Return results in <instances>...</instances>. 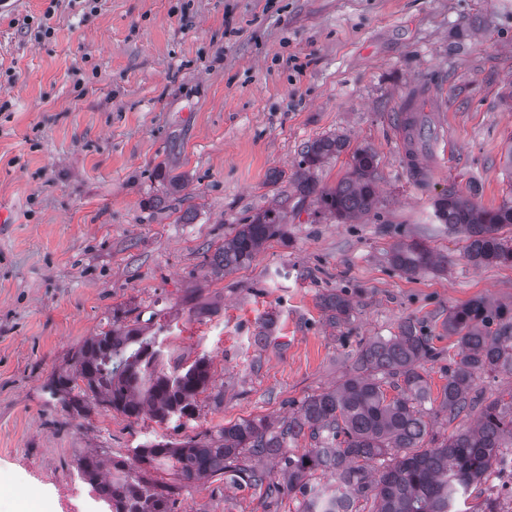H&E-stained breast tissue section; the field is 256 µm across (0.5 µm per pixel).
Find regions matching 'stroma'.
Segmentation results:
<instances>
[{"label":"stroma","mask_w":512,"mask_h":512,"mask_svg":"<svg viewBox=\"0 0 512 512\" xmlns=\"http://www.w3.org/2000/svg\"><path fill=\"white\" fill-rule=\"evenodd\" d=\"M411 95L421 182L400 142ZM325 137L345 147L313 169L323 188L356 150L376 153L371 213L340 223L299 202L301 152ZM511 144L512 0H19L0 14V512H59L90 450L119 461L149 440L286 417L408 319L433 337L424 369L440 394L458 352L449 311L481 298L512 323V265L469 262L433 202L512 201ZM279 205L283 236L212 274L225 236ZM409 239L444 269H394L388 252ZM328 292L349 299L347 323L327 321ZM127 313L156 315L168 358L209 359L193 418L70 414L49 395ZM301 499L216 476L182 489L175 512H296Z\"/></svg>","instance_id":"obj_1"}]
</instances>
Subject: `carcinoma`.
<instances>
[{"instance_id":"carcinoma-1","label":"carcinoma","mask_w":512,"mask_h":512,"mask_svg":"<svg viewBox=\"0 0 512 512\" xmlns=\"http://www.w3.org/2000/svg\"><path fill=\"white\" fill-rule=\"evenodd\" d=\"M336 138H321L305 146L298 164L297 189L301 206L312 196L321 211L342 223L366 215L378 204L376 153L357 150L350 170L336 187L317 186L310 170L342 151ZM438 221L466 235V257L475 265L512 263V239L500 234L512 229V202L484 209L450 192L434 202ZM282 210L271 208L239 225L235 234L216 249L213 268L241 269L251 265L261 247L282 235ZM389 262L397 270L416 275L436 269L442 259L416 240L395 244ZM321 306L336 326L350 317L351 305L341 295L323 296ZM491 309L481 298L448 313V333L457 336L456 368L448 370L442 387L441 409L452 418L475 405L470 397L478 373H512V324L491 336L486 324ZM140 318L112 321V328L89 338L74 354V374L54 375L47 387L67 410L81 413L91 398L128 418L149 412L163 423L190 418L197 401L212 383L208 359L169 365L152 339L143 336ZM427 336L411 320L398 334L367 342L357 354L349 375L333 390L304 399L298 411L279 424L267 418L242 419L214 433L176 443L152 441L134 449L133 462L111 461L112 477L102 474L97 453L81 456L78 469L88 482L112 499V512H174L180 488L205 476H225L244 482L266 499L300 491L297 512H358L360 500H373L374 512H453L456 502L480 483L502 450L512 449V401L496 398L480 411L476 428L459 431L438 443L426 440L425 420L432 403L423 363L438 356ZM397 394L387 398L383 385ZM307 436L311 449L288 453ZM275 456L283 461L288 483L248 464L252 456ZM379 469H374V463ZM174 472L180 485L149 477L152 470ZM321 471L335 479L334 487L309 484Z\"/></svg>"}]
</instances>
